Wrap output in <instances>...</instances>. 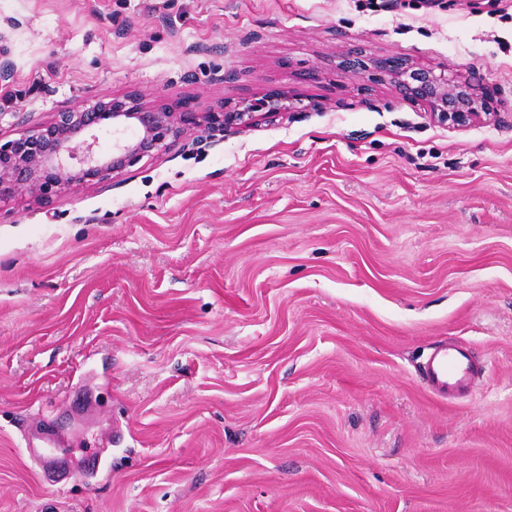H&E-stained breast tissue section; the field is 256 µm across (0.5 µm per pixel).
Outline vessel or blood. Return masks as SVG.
Here are the masks:
<instances>
[{"mask_svg":"<svg viewBox=\"0 0 512 512\" xmlns=\"http://www.w3.org/2000/svg\"><path fill=\"white\" fill-rule=\"evenodd\" d=\"M484 367L465 346L443 342L434 347L422 366L421 378L432 393L445 397L472 391Z\"/></svg>","mask_w":512,"mask_h":512,"instance_id":"b4317fda","label":"vessel or blood"}]
</instances>
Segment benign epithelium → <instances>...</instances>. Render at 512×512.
Wrapping results in <instances>:
<instances>
[{"label":"benign epithelium","mask_w":512,"mask_h":512,"mask_svg":"<svg viewBox=\"0 0 512 512\" xmlns=\"http://www.w3.org/2000/svg\"><path fill=\"white\" fill-rule=\"evenodd\" d=\"M372 81L387 83L405 99L427 105L429 118L441 125L463 128L496 117L495 95L485 84L460 80L447 68L417 67L400 56L374 62ZM341 77L355 80L361 64L342 55L336 62ZM302 99L284 89H270L259 98L226 102L218 111L195 112L180 104L149 100L132 90L99 97L53 113L51 119L8 139L0 137V200L19 193L39 203L61 200L79 187L116 183L142 158L167 150L207 129L237 133L262 120L303 111ZM132 127L131 139L117 138L106 151L98 149L99 131Z\"/></svg>","instance_id":"benign-epithelium-1"}]
</instances>
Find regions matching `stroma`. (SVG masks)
Returning <instances> with one entry per match:
<instances>
[{
	"label": "stroma",
	"instance_id": "obj_1",
	"mask_svg": "<svg viewBox=\"0 0 512 512\" xmlns=\"http://www.w3.org/2000/svg\"><path fill=\"white\" fill-rule=\"evenodd\" d=\"M347 53L500 116L433 123ZM1 62L5 138L133 89L322 107L0 202V512H512V0H0ZM443 341L486 365L453 400ZM373 66L372 81L387 83L403 98L426 104L429 118L437 124L463 128L496 117V98L485 84L448 75V67L436 72L400 56L375 61ZM484 367L473 351L465 346L441 342L434 347L422 366L421 378L432 393L466 395L472 391Z\"/></svg>",
	"mask_w": 512,
	"mask_h": 512
}]
</instances>
